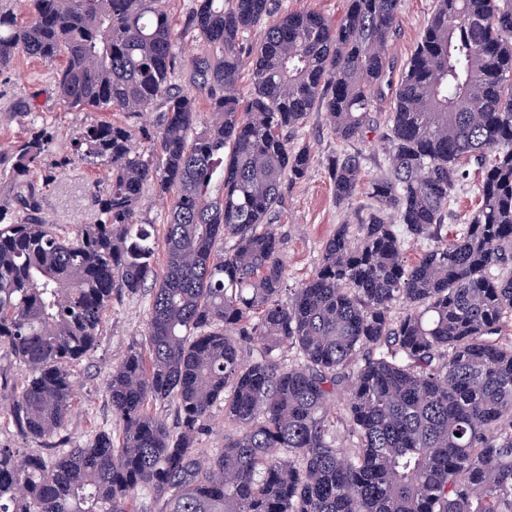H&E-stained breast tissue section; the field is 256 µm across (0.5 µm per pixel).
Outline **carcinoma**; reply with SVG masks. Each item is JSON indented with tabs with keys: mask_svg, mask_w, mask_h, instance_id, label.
<instances>
[{
	"mask_svg": "<svg viewBox=\"0 0 512 512\" xmlns=\"http://www.w3.org/2000/svg\"><path fill=\"white\" fill-rule=\"evenodd\" d=\"M24 2V23L0 12V67L63 59L55 85L74 112L163 110L154 131L102 121L71 143L109 180L92 198L103 219L67 234L29 180L52 136L0 149L24 215L0 213V426L45 445L0 446V512H512V0H437L397 82L401 0H347L336 20L280 0H193L181 29L166 0ZM186 32L206 50L185 62ZM388 96L367 219L341 225L312 276L284 288L273 220L311 164L288 133L324 111L336 139L364 142ZM471 163L478 206L450 236ZM331 179L336 201L354 197L360 155L335 156ZM148 184L171 201L161 277L139 212ZM126 293L149 303L144 341L107 385L119 436L61 451L71 367ZM217 407L224 448L207 457Z\"/></svg>",
	"mask_w": 512,
	"mask_h": 512,
	"instance_id": "carcinoma-1",
	"label": "carcinoma"
}]
</instances>
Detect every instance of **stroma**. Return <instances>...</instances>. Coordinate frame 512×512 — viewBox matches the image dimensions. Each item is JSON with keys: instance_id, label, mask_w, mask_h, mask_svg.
Listing matches in <instances>:
<instances>
[{"instance_id": "stroma-1", "label": "stroma", "mask_w": 512, "mask_h": 512, "mask_svg": "<svg viewBox=\"0 0 512 512\" xmlns=\"http://www.w3.org/2000/svg\"><path fill=\"white\" fill-rule=\"evenodd\" d=\"M436 0H401L399 24L389 44V54L398 64H406L413 54L423 28L434 11ZM57 62L16 55L8 68L0 70V145L5 146L29 133L44 129L53 140L42 161V169L53 179L42 190L41 206L58 231L73 225L94 223L92 195L102 189L104 174L72 157L70 142L85 127L111 121L137 129L143 118L126 112L90 109L68 110L59 100L54 84ZM391 99L374 108L375 122L367 142L357 144L366 180L380 176L385 168L381 144L387 133ZM291 142L309 146L312 163L307 174L285 185L283 207L275 222L280 250L288 266L287 287L296 288L317 267L326 241L338 225L365 219L370 200L359 190L349 201L337 202L329 163L346 151L331 132L324 113H311L293 131ZM146 297L125 295L113 300L103 332L94 348L75 367V406L63 432V448L85 443L102 428L115 425L107 397V383L113 365L120 362L133 342L142 340L147 323Z\"/></svg>"}]
</instances>
